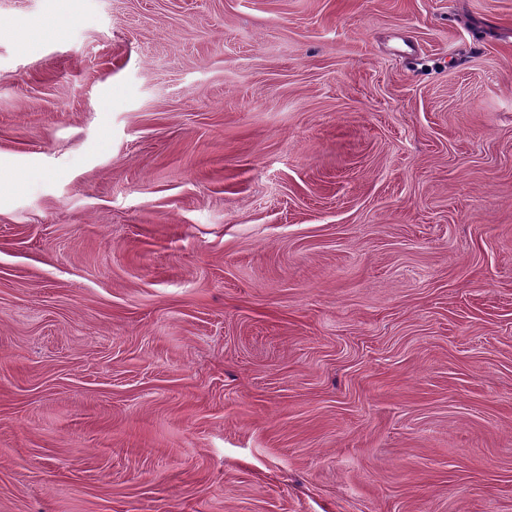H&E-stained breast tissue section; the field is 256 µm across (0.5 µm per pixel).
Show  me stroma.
Returning <instances> with one entry per match:
<instances>
[{
  "mask_svg": "<svg viewBox=\"0 0 512 512\" xmlns=\"http://www.w3.org/2000/svg\"><path fill=\"white\" fill-rule=\"evenodd\" d=\"M0 512H512V0H0Z\"/></svg>",
  "mask_w": 512,
  "mask_h": 512,
  "instance_id": "obj_1",
  "label": "stroma"
}]
</instances>
